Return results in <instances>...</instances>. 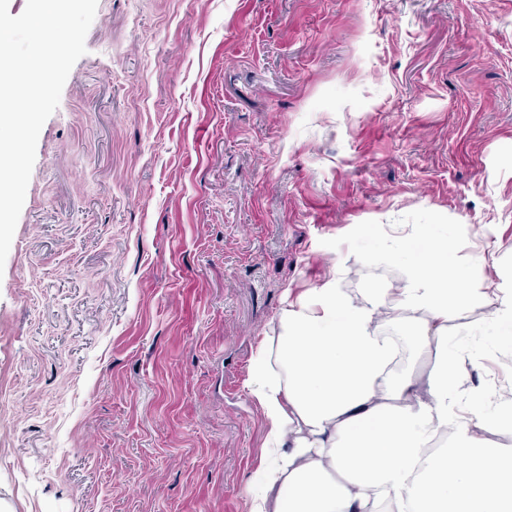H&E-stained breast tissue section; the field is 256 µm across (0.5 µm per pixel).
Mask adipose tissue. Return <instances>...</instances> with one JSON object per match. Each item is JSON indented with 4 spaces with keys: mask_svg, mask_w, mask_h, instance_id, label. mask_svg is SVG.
<instances>
[{
    "mask_svg": "<svg viewBox=\"0 0 512 512\" xmlns=\"http://www.w3.org/2000/svg\"><path fill=\"white\" fill-rule=\"evenodd\" d=\"M456 238H434L405 258L399 288L355 296L340 268L284 297L275 335L260 339L245 389L260 407L265 443L249 512H512V449L490 445L491 425L512 430V407L493 406L464 345L474 328L512 358V278L473 275ZM484 310L480 325L463 313ZM432 355L427 375L403 370V351ZM446 435L448 445L430 451Z\"/></svg>",
    "mask_w": 512,
    "mask_h": 512,
    "instance_id": "obj_1",
    "label": "adipose tissue"
}]
</instances>
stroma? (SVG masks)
Masks as SVG:
<instances>
[{
  "label": "stroma",
  "instance_id": "1",
  "mask_svg": "<svg viewBox=\"0 0 512 512\" xmlns=\"http://www.w3.org/2000/svg\"><path fill=\"white\" fill-rule=\"evenodd\" d=\"M85 43L0 269V512H247L284 293L429 236L512 276V0H98Z\"/></svg>",
  "mask_w": 512,
  "mask_h": 512
}]
</instances>
